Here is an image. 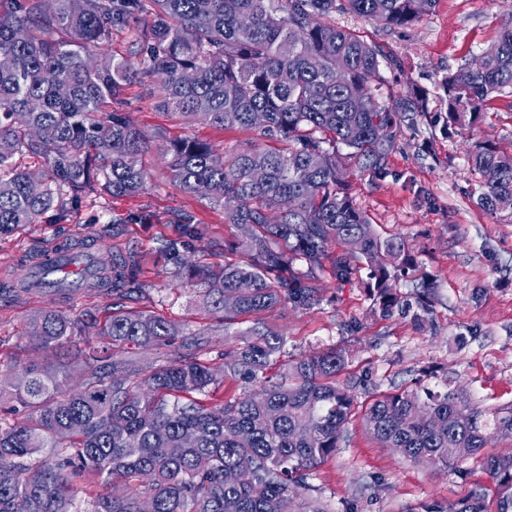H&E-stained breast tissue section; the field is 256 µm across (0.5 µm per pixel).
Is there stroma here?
Masks as SVG:
<instances>
[{
  "label": "stroma",
  "mask_w": 512,
  "mask_h": 512,
  "mask_svg": "<svg viewBox=\"0 0 512 512\" xmlns=\"http://www.w3.org/2000/svg\"><path fill=\"white\" fill-rule=\"evenodd\" d=\"M331 24L359 31L381 52L384 88L422 90L429 111L406 117L385 167L379 172L348 168V193L382 237L404 240L415 257L407 276L394 288L415 297L422 283L433 285L431 321L381 316L365 289L338 285L329 271L319 272V305L307 310L283 306L266 320L286 338L285 356L294 358L329 348H353L354 363L344 377L353 380L370 370L369 392L403 388L459 389L487 410L512 409V222L477 203L480 180L471 162L476 141L490 140L512 151V93L494 98L475 126L448 133L442 117L447 94L442 80L493 45L502 28L512 25V0H437L412 25L385 29L351 13H333ZM158 82L143 76L127 85L112 107L125 113L149 140L142 157L145 187L134 196L112 197L87 191L63 216L45 214L39 223L0 238V284L9 280L22 256L76 237L96 240L98 257L131 252L145 292L128 305L161 316L185 329L211 328L212 348L202 354L216 361L224 349L219 314L203 306L163 251L180 241L179 214L193 218L200 232L185 253L193 261L220 263L225 243L237 229L224 211L189 195L173 181L158 152L172 139L191 136L229 152L257 146L255 133L221 130L203 121L186 122L176 109L156 103ZM147 214L137 222V214ZM111 296L62 298L51 292L26 299L0 295V361L25 364L44 353L24 334L35 313L57 310L78 322V346L98 344V329L112 313ZM362 327L350 332L351 320ZM468 335L465 345L456 339ZM312 483L329 512H424L426 505L456 502L490 479L475 460L453 469L416 464L382 447L360 422H352L340 448L315 472Z\"/></svg>",
  "instance_id": "stroma-1"
}]
</instances>
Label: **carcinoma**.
<instances>
[{"mask_svg":"<svg viewBox=\"0 0 512 512\" xmlns=\"http://www.w3.org/2000/svg\"><path fill=\"white\" fill-rule=\"evenodd\" d=\"M435 0H0V236L61 212L86 190L131 195L144 186L139 158L148 139L109 109L134 76L158 80L159 103L189 122L241 128L273 143L225 154L192 137L160 154L186 193L224 209L239 259L193 263L173 248L207 307L224 313V335L242 317L253 324L224 362L199 355L212 333L182 329L143 311L118 308L98 331L108 341L83 360L82 387L63 390L45 363L0 364V401L27 414L0 424V512L16 500L28 512H80L84 484L102 483L86 512H326L311 495L313 471L334 454L354 416L355 395L338 377L348 348L299 356L270 376L286 337L262 314L287 303L319 304L316 273L330 261L339 285L359 283L374 310L410 309L391 288L414 258L402 239L382 238L346 191V165L379 171L408 112L428 111L425 93L392 91L381 101L379 51L361 35L326 23L338 10L386 27H403ZM146 12L136 50L117 59L91 49L112 40L128 17ZM346 81L336 83V71ZM448 129L475 125L487 103L512 91V26L479 60L443 80ZM386 129L385 137L378 130ZM18 154L41 159L37 177ZM478 203L512 219V153L488 141L473 155ZM307 270L299 272L296 262ZM93 290L112 281L125 300L137 269L123 253L92 259ZM76 329L66 315H33L26 334L58 350ZM180 340L184 353L145 372L126 347ZM227 382L256 388L224 399ZM361 423L385 448L415 463L480 461L492 481L446 509L512 512V456H485L493 433L512 434V410H480L462 393L396 390L375 396Z\"/></svg>","mask_w":512,"mask_h":512,"instance_id":"1","label":"carcinoma"}]
</instances>
